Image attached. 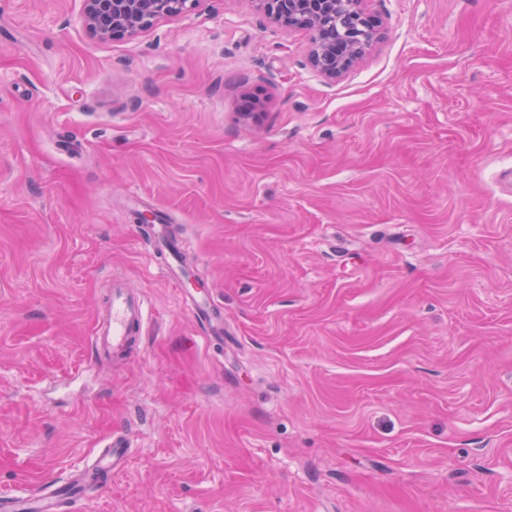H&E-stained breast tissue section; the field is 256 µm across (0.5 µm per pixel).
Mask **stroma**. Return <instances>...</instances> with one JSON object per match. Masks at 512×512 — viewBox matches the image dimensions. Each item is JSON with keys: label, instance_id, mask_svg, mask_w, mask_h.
Wrapping results in <instances>:
<instances>
[{"label": "stroma", "instance_id": "obj_1", "mask_svg": "<svg viewBox=\"0 0 512 512\" xmlns=\"http://www.w3.org/2000/svg\"><path fill=\"white\" fill-rule=\"evenodd\" d=\"M82 7L0 0V493L124 433L82 512H512V0H365L334 80L252 0L107 41ZM155 248L162 252L168 253V264L166 266L165 271L171 276V278L175 281L176 285L181 286L182 280L180 276L177 275L175 270V262L176 260V251L174 245L168 241V237L166 235L165 226L160 225L155 232ZM146 303L126 282L113 280L107 301L106 321L92 334L95 347L107 354L123 355L141 334ZM106 447L108 449L101 452L97 457L96 465L99 469L110 476L120 471L122 461L128 451L129 443L123 437L112 439Z\"/></svg>", "mask_w": 512, "mask_h": 512}]
</instances>
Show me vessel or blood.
I'll use <instances>...</instances> for the list:
<instances>
[{
    "mask_svg": "<svg viewBox=\"0 0 512 512\" xmlns=\"http://www.w3.org/2000/svg\"><path fill=\"white\" fill-rule=\"evenodd\" d=\"M145 320L146 303L141 294L126 282L113 281L106 320L97 325L92 341L97 349L105 353L124 354L140 336ZM128 448L125 438L112 439L98 456L97 467L110 475L119 472ZM91 490V485L80 479L67 487L47 480L28 494H1L0 512H60L63 504H76L85 499Z\"/></svg>",
    "mask_w": 512,
    "mask_h": 512,
    "instance_id": "vessel-or-blood-1",
    "label": "vessel or blood"
}]
</instances>
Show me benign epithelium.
Wrapping results in <instances>:
<instances>
[{
  "label": "benign epithelium",
  "instance_id": "7a95c632",
  "mask_svg": "<svg viewBox=\"0 0 512 512\" xmlns=\"http://www.w3.org/2000/svg\"><path fill=\"white\" fill-rule=\"evenodd\" d=\"M198 0H83L81 22L99 40L133 36L154 23L191 10ZM289 29L310 34L309 59L328 78L357 64L380 39L364 0H252Z\"/></svg>",
  "mask_w": 512,
  "mask_h": 512
}]
</instances>
